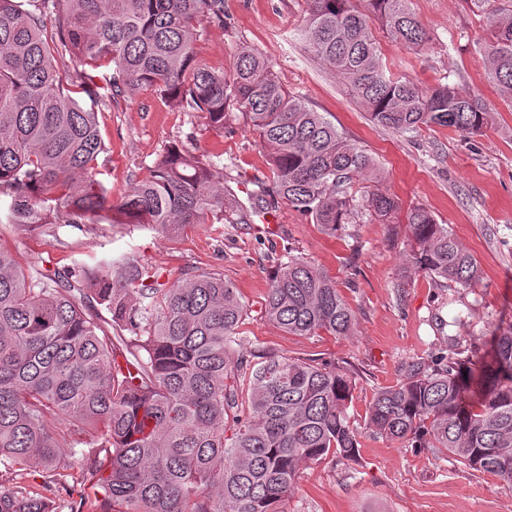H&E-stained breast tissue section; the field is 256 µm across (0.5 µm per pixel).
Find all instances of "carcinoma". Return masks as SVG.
<instances>
[{
    "label": "carcinoma",
    "instance_id": "obj_1",
    "mask_svg": "<svg viewBox=\"0 0 512 512\" xmlns=\"http://www.w3.org/2000/svg\"><path fill=\"white\" fill-rule=\"evenodd\" d=\"M299 26L306 49L333 71L375 125L397 133L443 126L481 135L497 111L449 84L424 88L382 62L370 19L411 48L430 41L412 0H308ZM489 6L488 80L512 107V9ZM224 25L223 0H0V193L7 221L27 231L63 224H127L174 234L222 224L240 211L216 180L221 154L172 147L116 205L96 179L105 152L101 102L84 67L111 66V95L153 89L217 133L239 120L272 166L266 206L278 202L329 235L368 211L408 226L409 268L469 288L476 258L422 206L402 209L366 150L290 94L268 59L250 49L232 71L199 59L203 22ZM82 69L66 74L57 59ZM367 183L362 193L356 184ZM126 253L25 271L0 246V512H49L52 492L91 483L75 512H280L300 466L355 460L359 432L346 409L343 370L275 354H234L244 305L217 273L152 284ZM106 310L110 318L102 317ZM265 312L301 336L350 335L355 316L336 281L287 251L271 278ZM376 393L368 428L415 448L456 456L512 487V328L490 353L441 354L407 367ZM232 434L226 435L227 424ZM101 430L90 452L72 436ZM68 446L76 462L60 448ZM46 472L40 484L31 469Z\"/></svg>",
    "mask_w": 512,
    "mask_h": 512
}]
</instances>
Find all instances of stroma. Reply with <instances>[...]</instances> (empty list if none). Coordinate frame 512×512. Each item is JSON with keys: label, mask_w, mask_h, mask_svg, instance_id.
Wrapping results in <instances>:
<instances>
[{"label": "stroma", "mask_w": 512, "mask_h": 512, "mask_svg": "<svg viewBox=\"0 0 512 512\" xmlns=\"http://www.w3.org/2000/svg\"><path fill=\"white\" fill-rule=\"evenodd\" d=\"M412 7L433 40L421 49L382 41L388 70L425 87L447 83L481 97L498 111L483 135L434 126L410 137L369 122L300 41L307 0H224L223 24L203 23L197 46L216 69H231L244 48L266 56L289 92L367 149L403 206H423L449 225L480 265L473 287H444L424 273L402 279L405 225L369 215L352 233L333 236L283 204L245 224H195L175 238L119 224H88L80 231L63 226L51 237L0 223V245L32 272L133 252L166 286L185 273L220 274L245 306L237 335L242 350L346 368L354 378L347 413L360 432L358 460L301 467L284 512H512V489L497 476L447 453L401 446L366 427L374 394L403 381L408 364L429 361L441 350L483 356L493 336L512 328V109L489 82L480 53L488 37L485 8L479 0H413ZM98 125L108 202H118L174 143L231 160L232 188L244 205H251L259 186L272 184L266 155L247 125L217 134L201 113L181 111L150 90L107 101L98 109ZM271 223L276 233H268ZM284 246L335 278L356 315L352 335L295 336L268 320L275 250Z\"/></svg>", "instance_id": "stroma-1"}]
</instances>
